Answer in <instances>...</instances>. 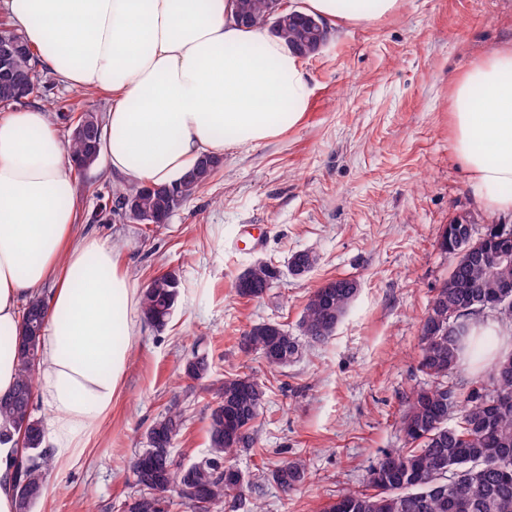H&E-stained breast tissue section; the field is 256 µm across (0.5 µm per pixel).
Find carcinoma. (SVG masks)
I'll use <instances>...</instances> for the list:
<instances>
[{"mask_svg": "<svg viewBox=\"0 0 512 512\" xmlns=\"http://www.w3.org/2000/svg\"><path fill=\"white\" fill-rule=\"evenodd\" d=\"M233 6L238 22L269 27L306 58L317 54L314 16L290 8L281 11L276 0H234ZM3 41H15L18 48L8 57L0 56V107L37 97L41 89L37 51L22 35L1 27ZM56 116L68 132L70 159L82 162L83 170L76 171L82 175L97 164L99 155L76 131L104 130L103 115L60 106ZM222 163L219 155H204L170 185L130 184L100 193V214L160 227L209 182ZM499 232L493 227L486 238L475 240L443 230L440 248L452 255L453 264L422 323L418 367L430 382L407 397L399 422L405 445L383 453L365 470L363 487L337 495L326 512H512V353L498 358L488 383L465 397L448 385V374L457 369L465 349H470L473 359L486 356L485 344L469 347L466 342L471 320L484 313L486 303L495 302V313L512 321V294L501 298L495 288L503 281L512 282V264L489 266L480 259V252ZM316 261L315 252L298 251L288 259L287 269L302 277ZM279 275L272 263L258 262L240 275L236 292L242 298H261ZM179 285L177 274L166 272L153 277L143 291L141 313L157 332L169 322ZM358 290L355 279H332L329 287L309 295L296 324L298 335L283 324L257 323L242 336L241 347L260 354L271 369L286 368L304 347L333 336ZM44 329L45 303L33 298L22 314L18 380L12 394L0 398V444L16 435L23 443V451L12 462L16 512H32L54 464L51 450L42 447L44 422L32 408ZM210 369L208 357L197 353L186 360L183 371L186 377L200 380ZM264 405L265 386L254 375L243 372L224 378L218 400L210 406L208 453L187 466L177 462L171 451L185 427L184 412L170 407L146 430L147 448L132 464L139 491L124 500V512H164L165 494L173 488L191 512H223L224 502L240 496L248 485L234 454L254 446V426ZM269 477L288 492L304 483L306 468L299 460H285L270 470Z\"/></svg>", "mask_w": 512, "mask_h": 512, "instance_id": "1", "label": "carcinoma"}]
</instances>
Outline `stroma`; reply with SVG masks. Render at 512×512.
Masks as SVG:
<instances>
[{
	"mask_svg": "<svg viewBox=\"0 0 512 512\" xmlns=\"http://www.w3.org/2000/svg\"><path fill=\"white\" fill-rule=\"evenodd\" d=\"M511 42L512 0H402L378 21L337 22L321 51L300 61L310 89L301 120L257 146L225 150L215 176L154 231L94 221L98 193L125 185L107 159L75 176L77 231L111 244L138 288L167 271L181 287L167 327L144 324L133 336L111 413L82 453L55 464L33 512H117L137 491L130 465L146 429L175 401L187 422L173 453L200 460L208 407L223 379L244 370L265 384L266 404L254 447L236 454L250 485L224 512H324L382 452L401 448L406 398L425 380L421 321L453 262L440 235L461 218L477 238L503 221L477 202L454 155L451 82ZM40 78L48 93L28 107L112 106L111 92ZM304 249L319 260L292 276L287 261ZM260 261L280 268L279 278L263 298L239 297L237 278ZM342 277L360 290L327 342L278 370L242 351L250 326L295 327L308 295ZM196 352L211 363L199 381L180 375ZM295 458L308 476L285 493L268 472Z\"/></svg>",
	"mask_w": 512,
	"mask_h": 512,
	"instance_id": "35a3bbf8",
	"label": "stroma"
}]
</instances>
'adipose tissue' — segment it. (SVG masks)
Masks as SVG:
<instances>
[{"mask_svg": "<svg viewBox=\"0 0 512 512\" xmlns=\"http://www.w3.org/2000/svg\"><path fill=\"white\" fill-rule=\"evenodd\" d=\"M43 65L81 90L114 94V174L167 185L206 154L259 144L299 121V59L265 27L232 20L231 0H0ZM401 0H303L328 23H368ZM453 149L473 196L512 215V44L452 82ZM73 168L48 114L0 113V396L17 380L22 302L53 283L40 340L44 447L82 452L111 412L138 322L139 289L114 248L75 228Z\"/></svg>", "mask_w": 512, "mask_h": 512, "instance_id": "adipose-tissue-1", "label": "adipose tissue"}]
</instances>
